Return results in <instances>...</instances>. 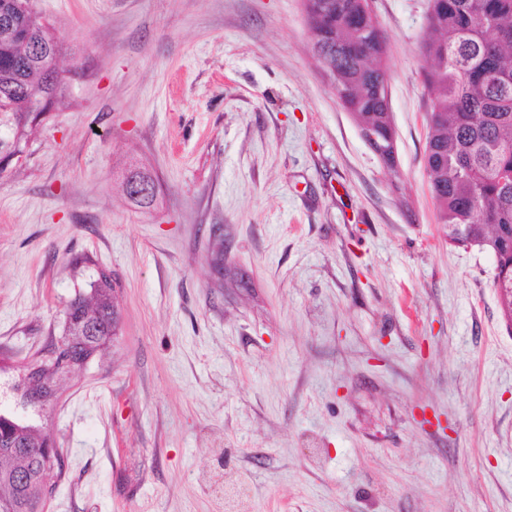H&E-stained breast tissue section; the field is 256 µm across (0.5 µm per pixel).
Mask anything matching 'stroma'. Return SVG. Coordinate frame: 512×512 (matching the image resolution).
<instances>
[{
	"label": "stroma",
	"mask_w": 512,
	"mask_h": 512,
	"mask_svg": "<svg viewBox=\"0 0 512 512\" xmlns=\"http://www.w3.org/2000/svg\"><path fill=\"white\" fill-rule=\"evenodd\" d=\"M30 6L67 97L0 172V408L100 272L120 317L33 417L64 456L44 512H512V328L493 255L437 222L428 0H372L390 167L302 0Z\"/></svg>",
	"instance_id": "stroma-1"
}]
</instances>
